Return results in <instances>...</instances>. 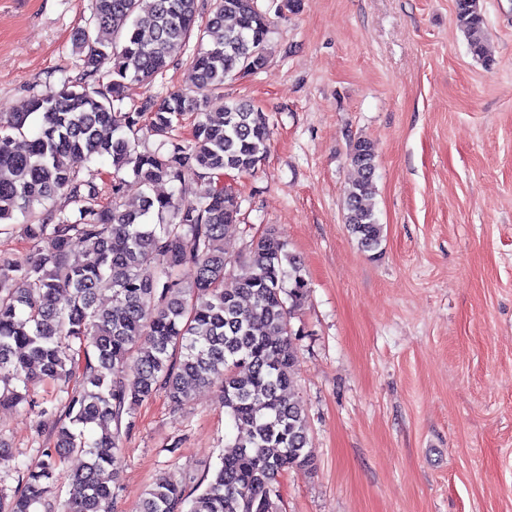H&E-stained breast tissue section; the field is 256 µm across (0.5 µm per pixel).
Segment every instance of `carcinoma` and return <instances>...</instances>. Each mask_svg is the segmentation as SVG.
<instances>
[{
	"mask_svg": "<svg viewBox=\"0 0 512 512\" xmlns=\"http://www.w3.org/2000/svg\"><path fill=\"white\" fill-rule=\"evenodd\" d=\"M455 12L472 55L490 62L483 0H455ZM201 15L199 0H92L76 43L79 76L33 97L24 112L0 115V225L17 211L28 217L32 252L25 264H0V406L25 403L46 415L28 384L81 374L54 447L41 450L20 488L0 489V512L50 508L55 470L71 453L86 461L69 475L64 512H111L105 473L121 448V425L131 427L135 408L157 393L178 408L213 385L238 429L220 465L194 497L183 480L158 478L138 512H280V478L316 468L308 415L293 390L291 319L310 284L272 227L251 243L248 272L236 273L224 251L239 208L219 178L254 173L270 139L264 113L224 98V82L265 67L272 21L258 0H215L203 25ZM193 36L185 88L123 109L128 85L151 83ZM106 63L110 79L101 86L95 77ZM35 113L42 123L33 129ZM144 130L159 147L139 149ZM103 158L113 168L107 202L76 167ZM376 158L370 141L351 143L357 177L345 189L344 223L366 251L384 238L371 202ZM126 174L146 187L176 184L178 194L127 203ZM76 240L81 256L72 252ZM104 282L107 306L98 302Z\"/></svg>",
	"mask_w": 512,
	"mask_h": 512,
	"instance_id": "carcinoma-1",
	"label": "carcinoma"
}]
</instances>
